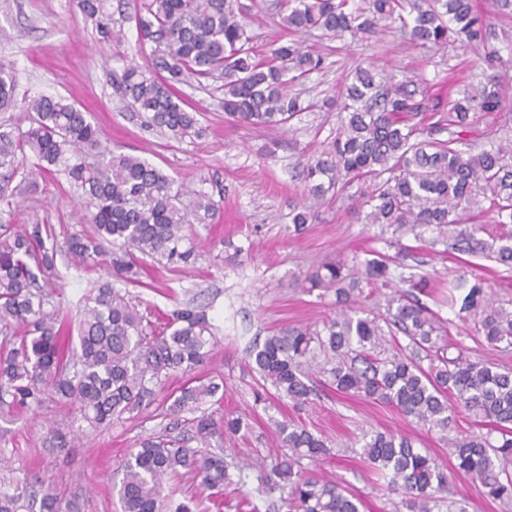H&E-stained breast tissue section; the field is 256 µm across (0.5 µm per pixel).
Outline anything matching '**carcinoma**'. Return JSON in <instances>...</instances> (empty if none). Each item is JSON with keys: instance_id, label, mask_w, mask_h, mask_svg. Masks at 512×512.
<instances>
[{"instance_id": "cac0c4a2", "label": "carcinoma", "mask_w": 512, "mask_h": 512, "mask_svg": "<svg viewBox=\"0 0 512 512\" xmlns=\"http://www.w3.org/2000/svg\"><path fill=\"white\" fill-rule=\"evenodd\" d=\"M77 5L103 40L120 41L122 33L103 12L101 0H77ZM125 20L135 24L150 53L146 66L124 69L120 91L146 114L147 126L171 140L203 135L198 112L178 94L180 85H213L224 91L226 115L259 128L283 127L313 107L290 87L323 69V56L287 42L257 57L238 0H142ZM383 20L399 23L400 31L422 47H443L451 37L489 57L499 55L488 41L489 23L472 0H285L281 16L293 32L319 31L352 41L373 36ZM18 106L13 66L0 61V110ZM20 107L36 117L16 136L0 131V192L30 154L38 169L61 171L82 190L83 220L94 229L67 235L61 246L50 224H0V404L31 406L50 390L74 405L89 427L110 425L150 403L162 377L201 365L211 351L212 327L197 307L185 306L171 312L165 331L149 336L142 316L107 281L87 299L75 349L70 327L52 310L56 256L86 264L109 243L115 246L108 255L112 277L138 283L140 254L160 256L174 267L189 264L195 253L185 244V227L213 215L217 204L205 192L175 185L149 161L112 150L89 113L63 97L42 96ZM425 111L426 89L412 79L391 83L373 66L347 76L330 149L302 163L312 203L294 209V232L316 221V205L329 192L361 179L369 182L365 223L433 227L450 235L454 252L481 255L512 270V231L489 243L479 237L482 225L465 223L487 202L496 223L512 224V138L492 141L477 154L468 151L475 114L502 111L499 84L487 78L464 90L430 131L418 120ZM445 130L448 138L435 137ZM391 263L390 256L376 252L356 272L345 270L342 261L319 266L308 281L313 288L335 289L336 316L320 329L280 328L250 354L252 368L298 406L308 403L311 375L317 372L341 394L397 408L423 428L440 432L456 469L486 497L511 504L512 369L473 361L459 343L457 354L450 355L446 323L409 291L393 290L382 318L356 308L365 289L391 286ZM448 305L458 308L459 320H473L489 345L512 347V307L491 301L483 279L460 277ZM16 327L24 328L17 342L8 336ZM389 342L393 353L385 357ZM221 388L213 378L187 380L170 406L164 432L143 439L121 465L123 512H196L194 500L163 493L164 478L182 471L211 494L224 495L228 464L210 449V440L249 430V419L227 413L219 424L203 411L191 419L186 435L179 418ZM457 408L486 431L449 436ZM277 430L286 452L259 470L256 493L276 488L287 493V512H361L359 496L301 465L329 454L322 438L291 419L277 423ZM191 440L202 448L186 447ZM358 444L359 460L387 480L407 512H468L448 474L408 436L375 432ZM35 506L39 512H64L43 485L37 491L0 487V512Z\"/></svg>"}]
</instances>
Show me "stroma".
<instances>
[{"label":"stroma","instance_id":"1","mask_svg":"<svg viewBox=\"0 0 512 512\" xmlns=\"http://www.w3.org/2000/svg\"><path fill=\"white\" fill-rule=\"evenodd\" d=\"M240 3L259 54H266L272 44L292 40L280 23L277 0ZM474 7L493 19L490 41L499 47V58L490 60L482 50L453 43L421 48L389 21L375 37L352 45L311 35L305 45L326 58L325 69L302 87L314 109L282 129H259L226 118L220 92L183 85L179 93L198 112L205 133L176 142L146 128L118 89L125 67L144 64L149 53L134 23L125 24L122 42L107 45L85 20L77 0H0V61L14 68L18 98L61 96L75 102L89 112L112 150L148 160L176 182L207 192L218 204L212 217L186 230L195 248L194 263L174 269L148 259L140 284L120 287L151 330L179 306L191 304L206 312L215 346L196 373L223 379L224 392L205 409L217 418L235 412L251 422L249 432L219 443L227 460L241 466L224 489L222 505H214L191 477L167 481V491L176 497H196L201 512H236L238 501L256 485V471L246 468V460L257 461L276 450L274 423L288 418L325 440L330 454L320 461L317 474L360 496L363 512H406L385 481L351 451L363 434L384 430L411 435L417 447L434 456L458 495L468 498L469 512H512V505L484 497L457 471L438 434L394 407L339 395L322 377L316 379L315 393L305 406H294L285 397L256 404L262 385L248 358L255 342L281 327L318 325L335 316L334 291L310 287L309 273L340 258L355 264L377 250L392 258L395 277L429 274L419 298L449 320L451 340L464 346L470 359L512 368V350L489 346L474 324L457 321L445 302L462 275L484 278L496 301L512 300V274L501 275L495 262L478 256L460 264L447 242L430 230L417 237L359 223L353 207L365 189L360 181L322 206L318 222L307 225L303 234L291 230V213L304 194L300 155L328 149L336 134L342 79L356 68L372 63L397 76L417 78L443 111L485 72L497 77L504 109L512 113V14L499 13L496 0H474ZM79 196L57 171L12 181L0 197V223L50 224L59 233L77 231ZM57 270L59 316L77 324L86 298L109 280L108 268L103 263L77 268L61 255ZM187 379L185 373H170L149 407L98 429L89 428L51 394L29 410H0V482H45L66 512H122L115 489L120 466L142 439L163 431L169 407Z\"/></svg>","mask_w":512,"mask_h":512}]
</instances>
